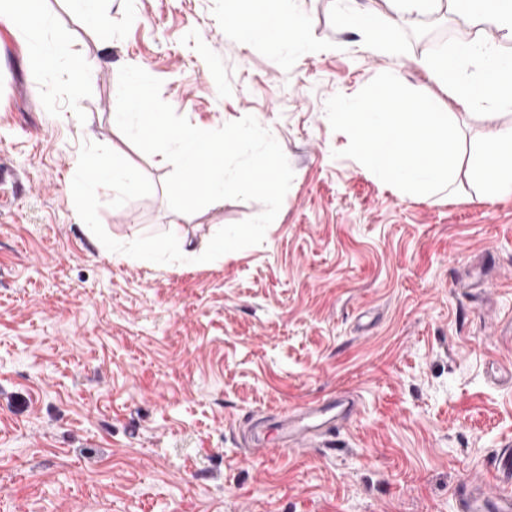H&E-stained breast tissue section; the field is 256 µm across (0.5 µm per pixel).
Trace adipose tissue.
I'll return each mask as SVG.
<instances>
[{"instance_id":"ef3b65f1","label":"adipose tissue","mask_w":512,"mask_h":512,"mask_svg":"<svg viewBox=\"0 0 512 512\" xmlns=\"http://www.w3.org/2000/svg\"><path fill=\"white\" fill-rule=\"evenodd\" d=\"M233 23L230 30L246 44L265 41L280 49V60L289 63L312 52L314 44L305 41V21L290 13L287 0H230ZM337 17L347 28L370 37L375 52L396 56L400 47L389 33L404 17L430 15L445 10L457 13L458 0H388L385 11L361 6L358 0H336ZM41 0H0V18L14 21V32L29 49L31 62L51 71L75 54L63 40L48 39L49 18L40 10Z\"/></svg>"}]
</instances>
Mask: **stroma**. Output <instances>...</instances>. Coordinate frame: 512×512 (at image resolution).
<instances>
[{"instance_id": "35a3bbf8", "label": "stroma", "mask_w": 512, "mask_h": 512, "mask_svg": "<svg viewBox=\"0 0 512 512\" xmlns=\"http://www.w3.org/2000/svg\"><path fill=\"white\" fill-rule=\"evenodd\" d=\"M228 0H104L109 24L42 0L51 35L93 71L36 68L0 26V512H456L454 489L512 440V198L408 197L343 157L326 102L376 75L447 102L410 33L372 53L336 0H291L321 45L290 67L225 28ZM136 65L191 123L254 116L294 178L261 244L198 257L222 227L260 214L228 199L182 214L172 171L112 124L118 72ZM146 175L148 196L111 207L128 243L173 232L184 262L102 250L71 191L83 142ZM361 398L336 444L270 452L242 428L342 392Z\"/></svg>"}]
</instances>
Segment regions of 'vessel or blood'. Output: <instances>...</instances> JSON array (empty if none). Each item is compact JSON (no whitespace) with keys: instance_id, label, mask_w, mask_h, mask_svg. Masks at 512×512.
Segmentation results:
<instances>
[{"instance_id":"1","label":"vessel or blood","mask_w":512,"mask_h":512,"mask_svg":"<svg viewBox=\"0 0 512 512\" xmlns=\"http://www.w3.org/2000/svg\"><path fill=\"white\" fill-rule=\"evenodd\" d=\"M357 405L354 399L337 395L322 403L300 409L281 408V424L276 431L260 427L256 437L261 443L276 441L288 447L300 439L315 435H328L349 422ZM485 483H465L457 487L454 495L461 512H512V447L503 446L486 467Z\"/></svg>"}]
</instances>
